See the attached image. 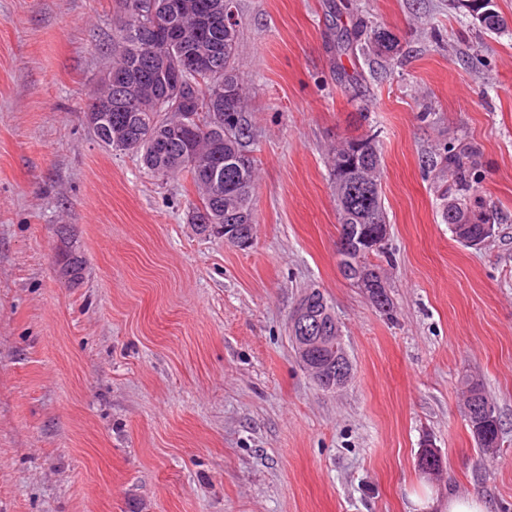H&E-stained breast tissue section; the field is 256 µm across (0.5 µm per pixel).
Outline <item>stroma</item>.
I'll use <instances>...</instances> for the list:
<instances>
[{
  "mask_svg": "<svg viewBox=\"0 0 512 512\" xmlns=\"http://www.w3.org/2000/svg\"><path fill=\"white\" fill-rule=\"evenodd\" d=\"M120 13L0 0V512H413L426 492L512 512V28L478 30L449 0H238L258 164L241 249L188 223V181L88 129ZM360 21L398 37L393 59L337 55ZM368 131L388 314L339 271L326 162ZM462 144L503 217L478 249L443 224L428 169ZM310 288L353 363L336 391L289 340ZM467 374L498 408L496 454L461 413ZM427 440L434 479L417 467Z\"/></svg>",
  "mask_w": 512,
  "mask_h": 512,
  "instance_id": "35a3bbf8",
  "label": "stroma"
}]
</instances>
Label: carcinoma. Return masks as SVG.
I'll use <instances>...</instances> for the list:
<instances>
[{"label": "carcinoma", "instance_id": "obj_1", "mask_svg": "<svg viewBox=\"0 0 512 512\" xmlns=\"http://www.w3.org/2000/svg\"><path fill=\"white\" fill-rule=\"evenodd\" d=\"M150 2L122 0L123 15L114 27L115 54L110 71L124 74L127 88L120 98L113 85L102 80L92 90L89 100L110 99L120 105L118 112L102 113L95 136L110 151L139 157L156 177L181 176L189 181L198 197L192 211H203L207 216V222L196 225L199 233L218 235L226 224H242L251 232L256 224L252 205L256 167L252 128L245 115L246 92L236 72L238 26L224 27V0H176L183 11L175 16V22L187 35L195 31L197 16L206 13L212 21L206 38L170 43L169 69L179 68L186 54L220 61V72L212 76L203 75L199 80L187 77L199 101V110L188 116L162 102L164 84L146 70L156 39V33L144 26ZM369 43L386 58L398 48L396 36L385 30H372ZM226 82L233 83L236 97L232 124L222 135L212 113L224 111ZM328 166L341 228H369L378 220H386L381 196L383 160L375 135L365 133L342 140L329 154ZM432 167L443 201L441 220L452 236L464 235L472 246L491 239L499 215L495 210L486 211L477 198L475 151L470 147L448 150L432 162ZM339 267L345 279L363 280L356 287L366 292L371 302L382 295L386 304H391L380 265L372 263L369 256L350 253L339 260ZM305 303L328 333L336 335V317L324 293L309 289L299 301ZM463 389L467 427L477 447L493 454L500 441V417L496 412L486 415L475 409L477 401L490 400L480 379L467 377Z\"/></svg>", "mask_w": 512, "mask_h": 512}]
</instances>
